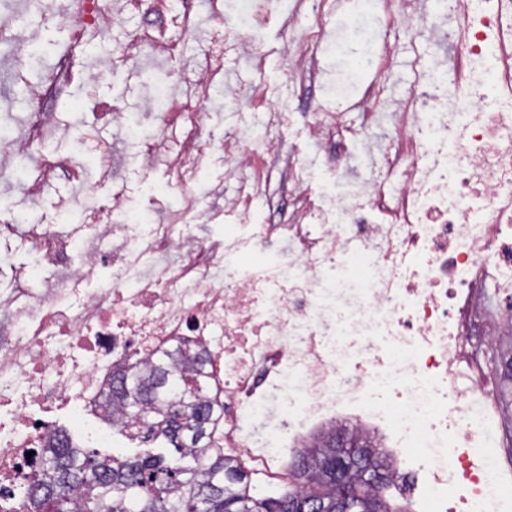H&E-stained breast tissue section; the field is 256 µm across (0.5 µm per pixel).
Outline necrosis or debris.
I'll list each match as a JSON object with an SVG mask.
<instances>
[{
    "mask_svg": "<svg viewBox=\"0 0 512 512\" xmlns=\"http://www.w3.org/2000/svg\"><path fill=\"white\" fill-rule=\"evenodd\" d=\"M345 0H293L285 21L290 84L321 74L344 51L370 71L386 63L374 27L447 19L452 68L428 65L416 93L392 111L383 90L346 70L304 115L314 149L338 141L342 192L316 186L309 157L285 152L288 118L273 92L263 131L216 130L205 102L223 85L211 56L185 57L165 29L127 28L129 10H163V0H34L42 20L64 25L69 46L36 81L27 73L37 32L0 23L15 77L25 79V119L0 114V180L22 184L26 206L70 167L45 140L97 142L100 183L114 186L106 208L71 228L25 224L0 198V240L21 239L51 269L34 292L25 274L0 280V512H26L20 490L34 454L55 430L41 409L97 412L113 370L145 364L182 346L206 358L208 396L219 417L207 455L234 459L257 478L253 491L285 487V461L303 434L355 420L389 448L396 481L411 480L413 512H512V466L491 469L500 445L489 376L471 336L512 326V0H379L367 12ZM343 10L336 32L299 28L304 11ZM117 37L101 61L93 42ZM95 79L142 59L172 63L154 102L162 131L144 138L119 105L93 107L80 129L48 100L74 78V55ZM357 110L359 127L341 125ZM111 125L112 144L97 134ZM130 149L141 178L165 168L185 194L199 173L220 168L239 184L220 239L195 233L204 214L178 210L133 219L119 183L115 144ZM283 158L292 206L277 224L252 221L266 196L270 162ZM108 287L98 288V272Z\"/></svg>",
    "mask_w": 512,
    "mask_h": 512,
    "instance_id": "1",
    "label": "necrosis or debris"
}]
</instances>
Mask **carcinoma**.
Wrapping results in <instances>:
<instances>
[{"label": "carcinoma", "instance_id": "obj_1", "mask_svg": "<svg viewBox=\"0 0 512 512\" xmlns=\"http://www.w3.org/2000/svg\"><path fill=\"white\" fill-rule=\"evenodd\" d=\"M206 386L201 354L182 348L162 353L154 364L112 375L102 409L119 416L124 430L144 442L165 441L169 454L103 456L94 448L70 445L60 434L41 450L37 471L26 490L30 512H267L273 502L319 500L325 512L336 508V485L323 482L322 467L334 463L336 431L304 454L314 460L306 481L277 497L248 491V475L228 460L196 452L206 447L213 423L212 403L200 393L198 410L185 412L184 400ZM192 459L194 465L184 463Z\"/></svg>", "mask_w": 512, "mask_h": 512}]
</instances>
